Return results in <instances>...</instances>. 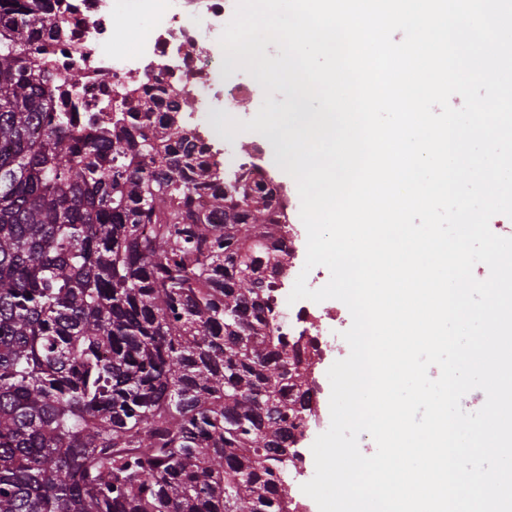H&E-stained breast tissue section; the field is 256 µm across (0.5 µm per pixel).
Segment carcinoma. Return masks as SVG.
Wrapping results in <instances>:
<instances>
[{
  "instance_id": "1",
  "label": "carcinoma",
  "mask_w": 512,
  "mask_h": 512,
  "mask_svg": "<svg viewBox=\"0 0 512 512\" xmlns=\"http://www.w3.org/2000/svg\"><path fill=\"white\" fill-rule=\"evenodd\" d=\"M0 0V512H288L319 355L276 334L281 194L161 84L77 118Z\"/></svg>"
}]
</instances>
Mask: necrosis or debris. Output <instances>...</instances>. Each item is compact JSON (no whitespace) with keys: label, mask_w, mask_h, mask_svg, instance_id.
Segmentation results:
<instances>
[{"label":"necrosis or debris","mask_w":512,"mask_h":512,"mask_svg":"<svg viewBox=\"0 0 512 512\" xmlns=\"http://www.w3.org/2000/svg\"><path fill=\"white\" fill-rule=\"evenodd\" d=\"M49 6L50 21L32 47L55 75L79 71L71 111L132 112L146 88L159 83L173 100L193 97L208 112L222 95L217 109L237 118L254 95V83L214 54L236 0H178L174 8L163 0H49ZM274 306L281 335L334 351L323 323L337 321V310L280 295Z\"/></svg>","instance_id":"necrosis-or-debris-1"}]
</instances>
